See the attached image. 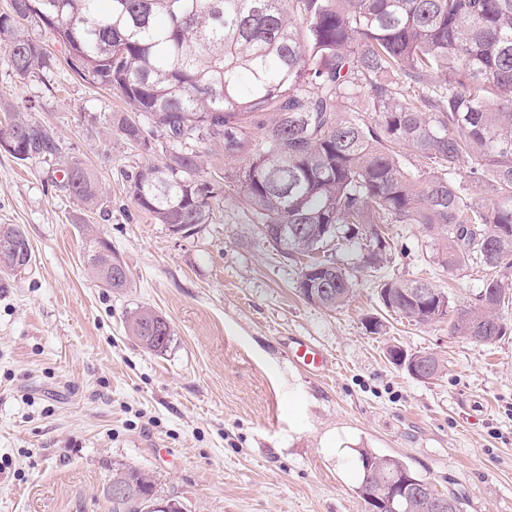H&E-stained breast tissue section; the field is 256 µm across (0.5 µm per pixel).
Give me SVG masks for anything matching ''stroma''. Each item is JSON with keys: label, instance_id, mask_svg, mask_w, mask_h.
Returning a JSON list of instances; mask_svg holds the SVG:
<instances>
[{"label": "stroma", "instance_id": "stroma-1", "mask_svg": "<svg viewBox=\"0 0 512 512\" xmlns=\"http://www.w3.org/2000/svg\"><path fill=\"white\" fill-rule=\"evenodd\" d=\"M1 101L54 127L60 157L97 171L110 213L60 191V158L24 165L0 152V224L22 225L33 254L0 275V512H112L105 489L123 466L152 474L187 512H366L363 448L462 497L464 512H512V299L507 334L485 344L449 335L444 320L408 322L379 298L384 282L423 278L463 304L485 270L448 273L432 233L388 224L383 264L360 272L345 306L320 308L297 292L299 258L261 237L234 191L186 235L133 203L123 175L145 156L117 127L128 112L118 93L64 64L22 82L0 60ZM88 228L126 262L123 290L89 273ZM142 307L170 322L166 352L129 336ZM298 339L324 350L327 374L296 365ZM391 346L444 368L414 379Z\"/></svg>", "mask_w": 512, "mask_h": 512}]
</instances>
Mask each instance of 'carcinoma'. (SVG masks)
I'll return each mask as SVG.
<instances>
[{
    "mask_svg": "<svg viewBox=\"0 0 512 512\" xmlns=\"http://www.w3.org/2000/svg\"><path fill=\"white\" fill-rule=\"evenodd\" d=\"M48 31L84 82L120 94L169 142L154 160L152 142L132 119L123 137L149 156L124 175L126 192L158 224H209L224 184L204 178L202 151L224 143L239 163L227 175L240 204L281 253L309 258L298 290L335 310L350 299L356 273L385 256L383 224H420L437 233L436 258L450 272L493 271L466 305L439 310L421 301L424 280L381 285L385 308L418 325L448 320L449 332L483 343L505 335L499 308L512 290V0H10L0 11V51L21 80L59 59L29 29ZM24 161L61 154L56 131L19 112L6 126ZM418 163L407 165L401 150ZM59 188L85 211L108 212L96 173L65 162ZM428 170H423V167ZM465 176L462 181L459 176ZM292 227L288 237L278 226ZM361 239L356 262L317 254L335 239ZM0 273L32 260L19 224H0ZM84 259L104 287L128 285L112 244L85 234ZM170 326L151 308L127 321L143 348L163 353L155 328ZM357 493L369 512H393L379 481L402 472L436 494L402 460L360 450ZM112 512H149L153 476L112 471Z\"/></svg>",
    "mask_w": 512,
    "mask_h": 512,
    "instance_id": "1",
    "label": "carcinoma"
}]
</instances>
